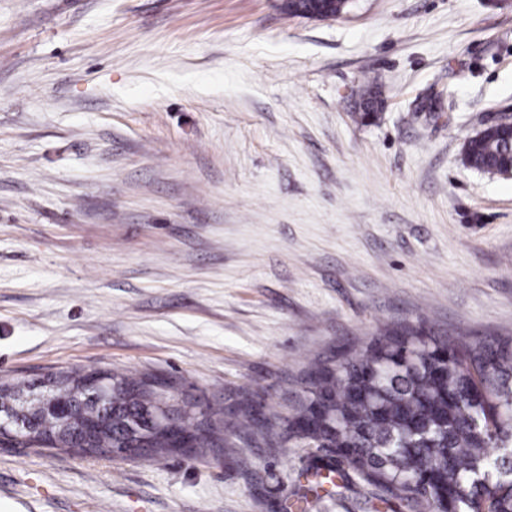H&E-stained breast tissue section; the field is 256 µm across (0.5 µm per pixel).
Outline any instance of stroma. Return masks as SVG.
I'll use <instances>...</instances> for the list:
<instances>
[{
	"mask_svg": "<svg viewBox=\"0 0 512 512\" xmlns=\"http://www.w3.org/2000/svg\"><path fill=\"white\" fill-rule=\"evenodd\" d=\"M281 2L0 0V376L284 413L385 326L512 333V176L462 161L512 113V0ZM329 462L0 447V512H405ZM336 2V16L342 14L349 6V0H284L281 8L291 16L317 18L325 8L326 2Z\"/></svg>",
	"mask_w": 512,
	"mask_h": 512,
	"instance_id": "35a3bbf8",
	"label": "stroma"
}]
</instances>
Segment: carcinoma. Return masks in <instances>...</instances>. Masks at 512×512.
<instances>
[{"label": "carcinoma", "instance_id": "cac0c4a2", "mask_svg": "<svg viewBox=\"0 0 512 512\" xmlns=\"http://www.w3.org/2000/svg\"><path fill=\"white\" fill-rule=\"evenodd\" d=\"M328 0H283L291 16L317 18ZM382 105L367 91L358 117L369 123ZM464 164L512 172V122L493 123L467 141ZM101 400L92 375L59 371L43 386L0 381V414L22 422L6 428L13 447L71 448L125 459L215 448L241 432L267 447L323 448L367 485L406 502L409 512H512V335L451 341L421 327L399 326L354 354L315 359L303 371L305 396L288 415L255 406L197 408L176 398V382L156 373L107 371ZM64 398L67 423L39 406ZM171 413L186 448L154 420Z\"/></svg>", "mask_w": 512, "mask_h": 512}]
</instances>
